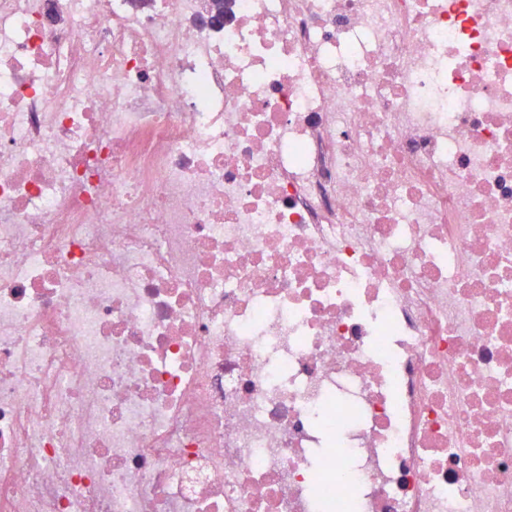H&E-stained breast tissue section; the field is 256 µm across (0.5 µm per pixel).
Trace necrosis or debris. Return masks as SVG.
<instances>
[{
	"label": "necrosis or debris",
	"mask_w": 512,
	"mask_h": 512,
	"mask_svg": "<svg viewBox=\"0 0 512 512\" xmlns=\"http://www.w3.org/2000/svg\"><path fill=\"white\" fill-rule=\"evenodd\" d=\"M0 0V512H512V0Z\"/></svg>",
	"instance_id": "obj_1"
}]
</instances>
